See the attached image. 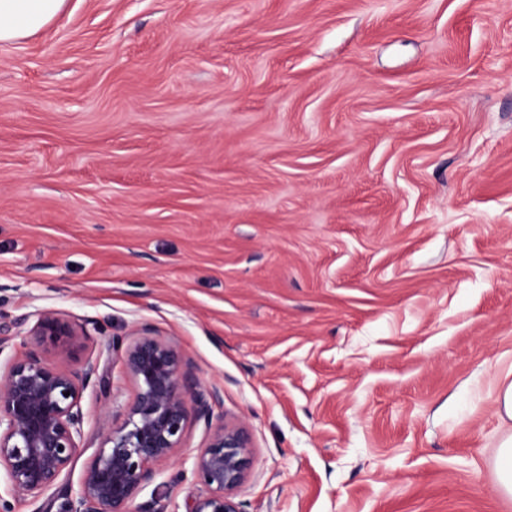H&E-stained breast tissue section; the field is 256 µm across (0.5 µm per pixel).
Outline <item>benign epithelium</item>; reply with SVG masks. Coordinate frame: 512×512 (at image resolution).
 I'll return each instance as SVG.
<instances>
[{
    "label": "benign epithelium",
    "mask_w": 512,
    "mask_h": 512,
    "mask_svg": "<svg viewBox=\"0 0 512 512\" xmlns=\"http://www.w3.org/2000/svg\"><path fill=\"white\" fill-rule=\"evenodd\" d=\"M87 331L56 310H41L29 328L26 351L7 359L0 371V471L11 496L38 497L67 476L85 452L81 399L92 383L105 386L101 357L76 367L45 356L46 346L68 355ZM129 343L111 336L108 354L121 353L134 396L118 418L104 415L99 443L84 463L76 498L59 512H134L139 489L152 481V465L180 448L188 424L209 428L219 391L204 390L183 353L140 327ZM252 463L243 426H220L193 461L192 474L204 491L187 512H241L235 491Z\"/></svg>",
    "instance_id": "7a95c632"
}]
</instances>
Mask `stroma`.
I'll use <instances>...</instances> for the list:
<instances>
[{"instance_id": "obj_1", "label": "stroma", "mask_w": 512, "mask_h": 512, "mask_svg": "<svg viewBox=\"0 0 512 512\" xmlns=\"http://www.w3.org/2000/svg\"><path fill=\"white\" fill-rule=\"evenodd\" d=\"M43 309L74 365L184 353L242 512H512V0H67L0 44V356ZM207 438L135 504L185 512ZM500 422L510 425V434L501 442L495 460L497 481L500 491L512 497V383L500 388L498 395Z\"/></svg>"}]
</instances>
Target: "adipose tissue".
I'll use <instances>...</instances> for the list:
<instances>
[{
	"instance_id": "ef3b65f1",
	"label": "adipose tissue",
	"mask_w": 512,
	"mask_h": 512,
	"mask_svg": "<svg viewBox=\"0 0 512 512\" xmlns=\"http://www.w3.org/2000/svg\"><path fill=\"white\" fill-rule=\"evenodd\" d=\"M65 0H0V43H12L42 30L63 12Z\"/></svg>"
}]
</instances>
